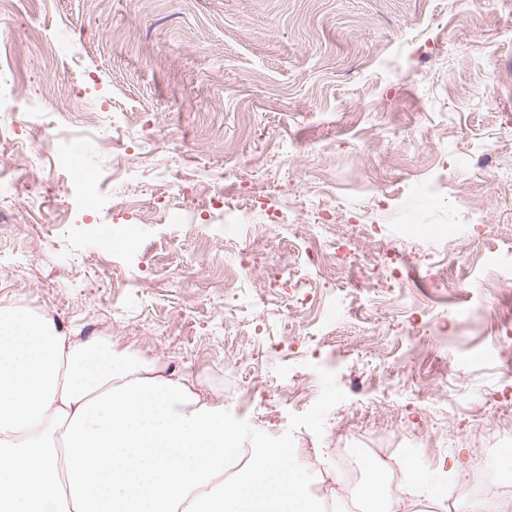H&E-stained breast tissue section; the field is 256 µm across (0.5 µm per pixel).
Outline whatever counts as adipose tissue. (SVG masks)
Returning <instances> with one entry per match:
<instances>
[{"label": "adipose tissue", "instance_id": "adipose-tissue-1", "mask_svg": "<svg viewBox=\"0 0 512 512\" xmlns=\"http://www.w3.org/2000/svg\"><path fill=\"white\" fill-rule=\"evenodd\" d=\"M241 440L189 374L80 341L0 306V512H334L342 496L277 442L229 471ZM404 512L445 486L401 464Z\"/></svg>", "mask_w": 512, "mask_h": 512}]
</instances>
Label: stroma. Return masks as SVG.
<instances>
[{
  "label": "stroma",
  "mask_w": 512,
  "mask_h": 512,
  "mask_svg": "<svg viewBox=\"0 0 512 512\" xmlns=\"http://www.w3.org/2000/svg\"><path fill=\"white\" fill-rule=\"evenodd\" d=\"M23 75L0 94L36 95L72 132L102 111L103 135L44 155L40 208L0 199V305L16 304L87 340L244 387L225 399L251 446L278 440L335 469L334 429L397 444L424 437L425 470L469 459L476 427L512 423V377L496 355L512 335V0H21L0 23ZM495 161L468 171L469 149ZM95 194L72 181L77 165ZM241 191L227 207L281 213L288 232L254 249L291 258L301 289L270 288L254 309L237 240L207 198L163 197L170 175ZM440 176L418 194L414 182ZM152 208L140 243L113 198ZM487 211L470 223L456 197ZM328 204L365 263L333 279L308 265L305 206ZM467 241L458 261L452 241ZM235 286L224 289L225 276ZM498 290L501 310L484 308ZM307 379L303 407L269 389Z\"/></svg>",
  "instance_id": "1"
}]
</instances>
